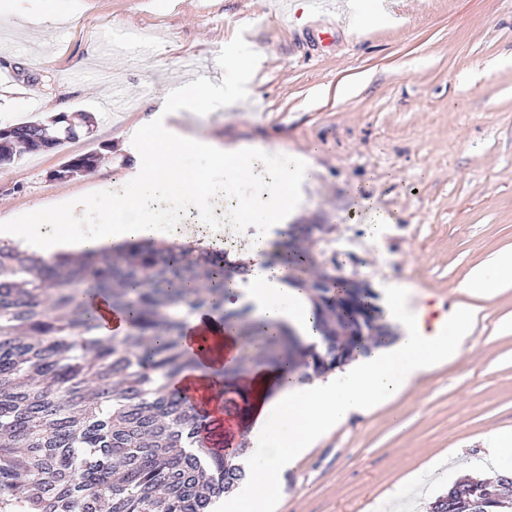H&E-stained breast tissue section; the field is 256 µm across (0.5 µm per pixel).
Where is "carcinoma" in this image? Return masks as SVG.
<instances>
[{
  "instance_id": "obj_1",
  "label": "carcinoma",
  "mask_w": 512,
  "mask_h": 512,
  "mask_svg": "<svg viewBox=\"0 0 512 512\" xmlns=\"http://www.w3.org/2000/svg\"><path fill=\"white\" fill-rule=\"evenodd\" d=\"M91 115L59 112L48 121L14 124L0 145V167L24 155L80 138ZM97 153L52 173L55 180L92 172ZM333 224H291L278 242L290 280L310 294L320 343L303 346L275 325L249 320L250 308L224 310L231 273L248 270L227 252L200 245L129 241L72 259H51L0 243V512H221L224 494L243 478L230 455L197 447L201 415L172 380L199 368L182 346L187 321L217 314L240 328L245 363L279 368L289 377H321L352 354L392 337L389 326L360 325L357 309H336V295L315 287L316 266L337 267ZM318 246L317 252L303 244ZM105 294L126 316L118 339L98 335L91 295ZM502 468L505 493L465 478L438 498L459 512L462 492L481 512H512V463Z\"/></svg>"
}]
</instances>
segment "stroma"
I'll list each match as a JSON object with an SVG mask.
<instances>
[{"label": "stroma", "instance_id": "obj_1", "mask_svg": "<svg viewBox=\"0 0 512 512\" xmlns=\"http://www.w3.org/2000/svg\"><path fill=\"white\" fill-rule=\"evenodd\" d=\"M63 22L0 27V73L14 101L0 123L46 119L47 103L89 112L91 134L0 169V225L122 184L124 132L171 85L231 89L224 45L263 55L249 98L200 123L216 138L275 144L266 166L311 156L317 184L297 224H332L344 278L411 289L447 321L470 305V272L512 250V0H31ZM337 22L327 44L317 31ZM137 29L148 55L101 58L104 35ZM89 80L72 81L74 71ZM89 175L50 180L69 159ZM391 216L379 226L377 215ZM466 350L367 415L325 435L287 470L274 512H428L448 485L494 465L486 435L512 433V283L482 301ZM100 159L98 153L85 154L74 162L63 165L52 173L54 180L74 179L92 172Z\"/></svg>", "mask_w": 512, "mask_h": 512}]
</instances>
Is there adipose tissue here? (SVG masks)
Here are the masks:
<instances>
[{
  "label": "adipose tissue",
  "instance_id": "obj_1",
  "mask_svg": "<svg viewBox=\"0 0 512 512\" xmlns=\"http://www.w3.org/2000/svg\"><path fill=\"white\" fill-rule=\"evenodd\" d=\"M136 138V165L123 188L79 198L61 213L34 210L27 223L0 229V240L24 249L36 248L45 257L69 246L79 252L102 251L124 239L195 241L216 249L224 247L229 259L245 261L250 269L248 283L230 288L225 295V307L251 305L253 316L291 329L303 344L317 342L320 335L306 295L290 287L285 269L269 264L267 258L276 230L285 226L293 211L288 193L303 197L305 185L314 179L317 169L312 159L299 156L295 170L275 172L252 183L248 204L240 206L224 198L222 189L207 175L186 180L181 165L189 153H202L234 178L243 179L261 160L253 150L209 137L201 127L192 126L186 115H180L175 124L150 119L137 129ZM174 189L191 199L199 212L211 213L219 199L225 208L236 209L239 222L249 224L259 217L270 230L240 248L225 244L219 224L204 225L193 234L181 224H161L150 207ZM92 210L99 212L102 220L95 232L87 233L82 217ZM506 280H512L511 250L496 255L489 265L474 269L463 288L471 295L488 297ZM478 314L476 307L462 308L445 328L429 332L422 313L408 309L400 294L386 304V320L399 329V336L356 355L333 374L301 382L281 379L279 372L262 365L245 373L250 404L243 418L249 425L248 440L258 460L250 464L235 493L225 500V512H265L279 491L284 471L298 456L351 415L390 401L433 371L441 360L457 356ZM202 323V315L191 317L184 336L185 347L201 353L202 367L177 378L174 385L209 402L215 398L209 379L237 358L239 339L229 328L210 336L202 334Z\"/></svg>",
  "mask_w": 512,
  "mask_h": 512
}]
</instances>
